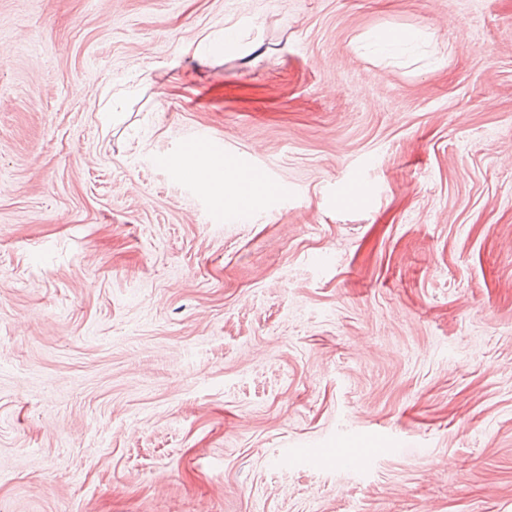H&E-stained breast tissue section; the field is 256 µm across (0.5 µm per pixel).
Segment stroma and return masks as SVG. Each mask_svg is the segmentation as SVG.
I'll return each instance as SVG.
<instances>
[{
    "mask_svg": "<svg viewBox=\"0 0 512 512\" xmlns=\"http://www.w3.org/2000/svg\"><path fill=\"white\" fill-rule=\"evenodd\" d=\"M0 512H512V0H0ZM230 182L237 191V201H242V203L239 205L237 210L228 213L225 215V218L227 221L231 222H239L244 221L248 219V216L250 214V208L248 206V202L245 200H248L252 205H254V196H255V190L258 187L257 181L251 182L249 184H237L233 176H227L224 173L223 176V183ZM234 182V183H233Z\"/></svg>",
    "mask_w": 512,
    "mask_h": 512,
    "instance_id": "35a3bbf8",
    "label": "stroma"
}]
</instances>
